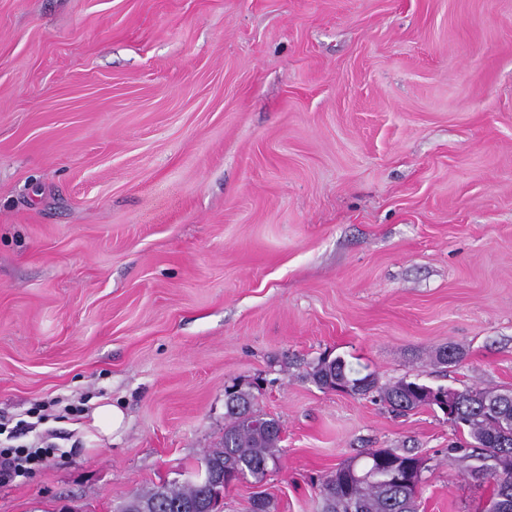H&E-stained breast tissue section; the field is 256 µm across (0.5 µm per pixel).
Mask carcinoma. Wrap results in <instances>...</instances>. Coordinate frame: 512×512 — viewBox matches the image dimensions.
Segmentation results:
<instances>
[{
	"label": "carcinoma",
	"instance_id": "cac0c4a2",
	"mask_svg": "<svg viewBox=\"0 0 512 512\" xmlns=\"http://www.w3.org/2000/svg\"><path fill=\"white\" fill-rule=\"evenodd\" d=\"M322 389L335 390L342 384L365 386L357 396L376 392L380 400L399 413L419 408H440L421 395L425 384L402 378L380 387L373 373L361 374L341 357L322 358L309 373ZM225 425L222 447L206 452L199 462L224 477L211 488L195 481L183 484L161 483L149 491L135 494L147 504V512H223L218 490L226 489L243 475L261 483L280 460L281 427L275 419L265 418L254 409V395L249 391L225 393ZM448 423L467 431L469 440L451 446L448 453L465 463L463 474L475 483L491 484L492 512H512V390L469 387L457 391V399ZM409 451L378 448L365 455L375 477L366 483L355 481L350 461L337 467L320 483V512H415L417 494L423 480L412 484L400 482L394 466L415 460Z\"/></svg>",
	"mask_w": 512,
	"mask_h": 512
}]
</instances>
